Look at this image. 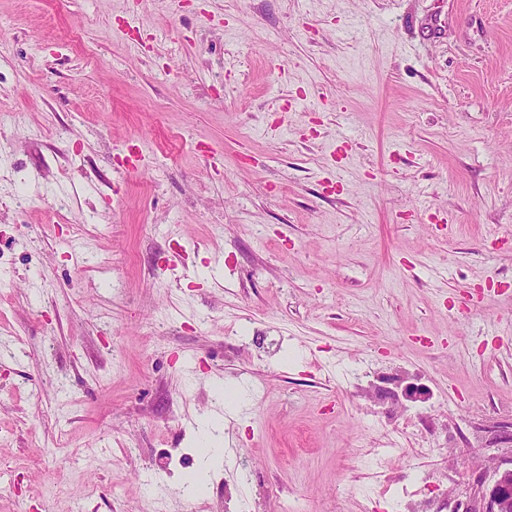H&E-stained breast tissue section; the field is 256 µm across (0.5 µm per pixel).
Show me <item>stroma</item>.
<instances>
[{
	"label": "stroma",
	"mask_w": 512,
	"mask_h": 512,
	"mask_svg": "<svg viewBox=\"0 0 512 512\" xmlns=\"http://www.w3.org/2000/svg\"><path fill=\"white\" fill-rule=\"evenodd\" d=\"M0 25V168L33 200L0 183V512H396L512 456V0ZM418 410L443 456L381 487L373 422Z\"/></svg>",
	"instance_id": "stroma-1"
}]
</instances>
